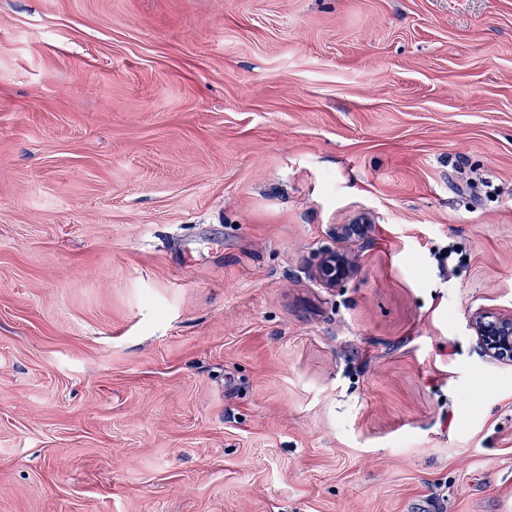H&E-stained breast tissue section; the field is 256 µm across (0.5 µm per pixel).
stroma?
<instances>
[{"label":"stroma","instance_id":"obj_1","mask_svg":"<svg viewBox=\"0 0 512 512\" xmlns=\"http://www.w3.org/2000/svg\"><path fill=\"white\" fill-rule=\"evenodd\" d=\"M479 309L512 0H0V512H512ZM349 257L335 249L325 251L314 270L311 278L323 288H336L351 273Z\"/></svg>","mask_w":512,"mask_h":512}]
</instances>
